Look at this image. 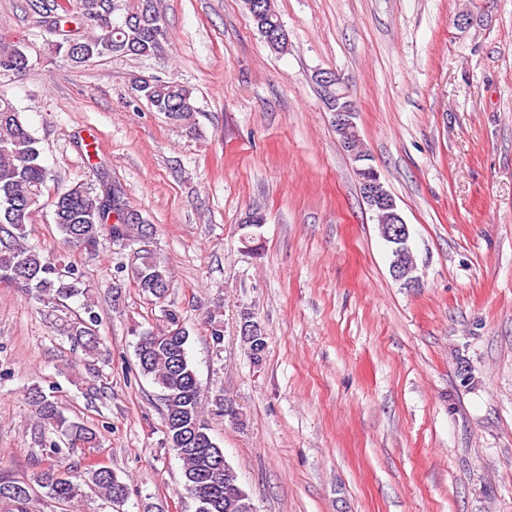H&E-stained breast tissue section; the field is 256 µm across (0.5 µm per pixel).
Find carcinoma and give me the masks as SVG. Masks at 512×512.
Listing matches in <instances>:
<instances>
[{"mask_svg":"<svg viewBox=\"0 0 512 512\" xmlns=\"http://www.w3.org/2000/svg\"><path fill=\"white\" fill-rule=\"evenodd\" d=\"M53 0L43 4L54 30L72 23L73 15L88 20L91 11L112 5L123 20L89 23L87 32L67 37L55 44L76 65L103 56L152 57L162 48L164 23L154 0ZM247 12L267 47L275 53L288 50V32L281 22L274 0H256ZM29 58L18 47L0 48V71L23 74ZM134 95L164 114L173 127L196 133L193 89L175 81L153 78L143 86H133ZM50 171L42 164L37 139L11 101L0 96V283L19 288L31 298L55 309L67 308V301L83 298V314L64 318L58 333L79 347L88 357L99 354L97 326L91 285L77 265L60 263L55 249L27 243L30 216L50 205L53 222L62 243L72 251L91 254L100 238L109 235L112 243L142 241L146 221L142 215L124 223L112 222V213L127 207L122 192L102 185L95 190L76 183L47 197ZM383 239L390 244V266L399 258L389 238L391 220L376 217ZM138 263L131 270L115 267V299H120L122 282L127 280L158 300L167 296L172 272L152 248L138 251ZM166 325L157 332L137 333L140 373L161 390L164 406L165 444L182 461L184 489L203 512H250L252 499L238 484L235 473L224 471V450L210 435L203 417L200 387L187 357L188 331L181 327L177 311L164 310ZM27 399L41 422L56 439L49 444L48 465L37 472L33 483L0 480V512H28L26 504L37 485L58 504L82 501L87 492L96 493L111 504L128 497L127 485L112 468L85 461V449L96 447L95 431L80 420L64 414L55 396L34 386Z\"/></svg>","mask_w":512,"mask_h":512,"instance_id":"obj_1","label":"carcinoma"}]
</instances>
